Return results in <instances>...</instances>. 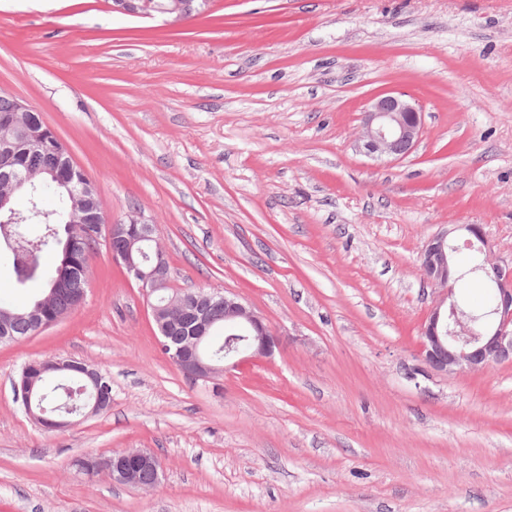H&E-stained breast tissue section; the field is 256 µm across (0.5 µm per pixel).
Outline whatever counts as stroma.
<instances>
[{"label":"stroma","mask_w":512,"mask_h":512,"mask_svg":"<svg viewBox=\"0 0 512 512\" xmlns=\"http://www.w3.org/2000/svg\"><path fill=\"white\" fill-rule=\"evenodd\" d=\"M392 91L421 138L377 161L356 141ZM0 94L41 113L108 221L154 224L171 287L236 294L280 336L191 381L98 249L80 306L0 343V512H512V362L419 357L428 238L479 224L512 262V0H209L177 21L0 0ZM65 357L112 404L50 431L13 382ZM128 448L159 458L155 489L72 464Z\"/></svg>","instance_id":"35a3bbf8"}]
</instances>
